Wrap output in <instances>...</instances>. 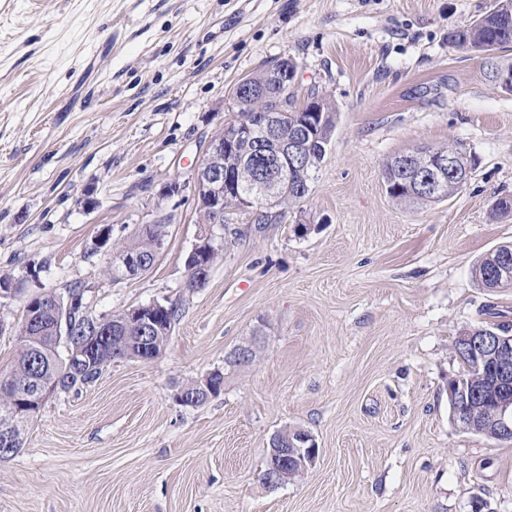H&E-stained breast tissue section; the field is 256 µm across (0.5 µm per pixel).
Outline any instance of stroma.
<instances>
[{"instance_id":"35a3bbf8","label":"stroma","mask_w":512,"mask_h":512,"mask_svg":"<svg viewBox=\"0 0 512 512\" xmlns=\"http://www.w3.org/2000/svg\"><path fill=\"white\" fill-rule=\"evenodd\" d=\"M496 0H0V305L80 282L92 316L179 309L151 360L113 362L45 401L0 460V512H512V444L456 426L448 381L463 329L512 324V288L475 262L512 242V92L448 35ZM336 107L306 201L278 224L235 212L205 288L186 286L204 226L187 185L233 117L234 86L270 60ZM452 145L474 161L447 200L406 205L383 166ZM182 193L162 198L164 187ZM171 218L159 261L112 281L94 247ZM258 340L253 363L227 368ZM201 406L175 391L212 370ZM319 448L272 487L286 428ZM201 379L192 380L184 386L182 391L188 398L186 406H200L205 404L211 397L218 396L224 390L223 370H213L208 378V392L203 389Z\"/></svg>"}]
</instances>
